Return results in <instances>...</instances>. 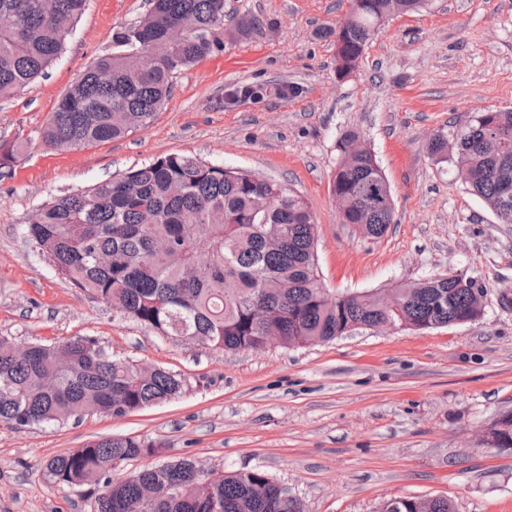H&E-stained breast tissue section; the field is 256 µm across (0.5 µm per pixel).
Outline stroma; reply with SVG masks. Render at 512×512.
<instances>
[{
  "instance_id": "1",
  "label": "stroma",
  "mask_w": 512,
  "mask_h": 512,
  "mask_svg": "<svg viewBox=\"0 0 512 512\" xmlns=\"http://www.w3.org/2000/svg\"><path fill=\"white\" fill-rule=\"evenodd\" d=\"M349 5L225 0L226 14H253L269 31L225 42L223 52L179 71L148 127L51 151L40 133L59 95L148 9L146 0H88L48 76L0 102V145L17 149L0 177V336L18 345L91 336L115 357L186 380L179 398L119 419L0 426V512H92V487L50 485L43 465L112 436L164 443L167 461L264 470L304 512H377L403 496L449 497L457 512H512V454L474 440L512 410V224L465 189L454 162H435L426 149L432 133L471 113L512 110V0H431L395 15L341 79L335 46L319 32ZM284 81L302 85L303 95L276 97ZM238 83L269 93L225 109L224 92ZM350 129L363 135L392 190L393 222L377 239L341 223L331 193L336 144ZM170 153L250 171L304 198L328 293L461 272L486 290L481 318L239 353L144 328L73 288L24 226L52 197Z\"/></svg>"
}]
</instances>
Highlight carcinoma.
Segmentation results:
<instances>
[{
	"label": "carcinoma",
	"instance_id": "1",
	"mask_svg": "<svg viewBox=\"0 0 512 512\" xmlns=\"http://www.w3.org/2000/svg\"><path fill=\"white\" fill-rule=\"evenodd\" d=\"M87 0H0V100L16 96L46 75L65 48ZM346 19L321 35L336 44V73L356 71L364 47L395 14L426 0H350ZM148 12L113 34L115 51L100 56L58 98L42 132L50 150H68L116 140L148 127L169 98L174 75L224 50V39L262 32L263 22L244 14L224 27V0H149ZM178 25V44L167 37ZM149 52L158 65L146 71L137 55ZM266 95L260 84H236L224 108ZM348 130L337 141L331 193L343 197L342 223L362 226L380 238L393 223L391 188L367 148L350 154L360 140ZM439 163L463 156L465 185L502 224H512V111L476 112L457 137L441 130L427 146ZM25 231L51 265L74 287L163 335L226 352L252 349L270 332L282 346L328 342L353 325L392 321L405 330L477 320L470 279L439 273L409 281L396 311L382 307L373 289L327 302L321 285L316 224L308 204L293 191L243 169L224 168L172 153L44 202ZM257 302L271 318L254 317ZM56 386L46 389L41 379ZM185 388L181 374L143 370L116 358L89 336L58 344L17 348L0 337V425L23 430L80 420L88 415L122 418L170 402ZM495 448H512V418L491 424ZM162 445L136 437H106L49 459L51 485H90L94 512H303L288 486L260 469L225 471L210 477L190 459L148 464L126 475L130 461L157 456ZM176 487L154 506L145 491ZM414 497L384 501L378 512H418Z\"/></svg>",
	"mask_w": 512,
	"mask_h": 512
}]
</instances>
